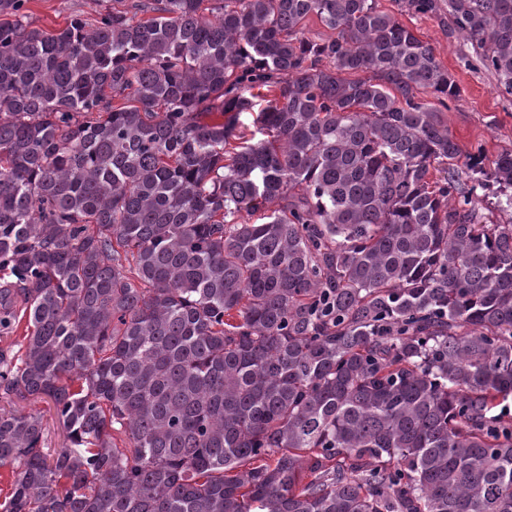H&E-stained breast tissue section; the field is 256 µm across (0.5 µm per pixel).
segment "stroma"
<instances>
[{"mask_svg":"<svg viewBox=\"0 0 512 512\" xmlns=\"http://www.w3.org/2000/svg\"><path fill=\"white\" fill-rule=\"evenodd\" d=\"M103 7L102 0H29L27 4L31 20L45 29L63 25L74 14L96 17ZM402 20L435 47L438 60L460 88L443 118L463 150L481 151L489 163L502 148H512V95L501 92L495 73L472 45L461 35L448 33L431 16L406 14Z\"/></svg>","mask_w":512,"mask_h":512,"instance_id":"1","label":"stroma"}]
</instances>
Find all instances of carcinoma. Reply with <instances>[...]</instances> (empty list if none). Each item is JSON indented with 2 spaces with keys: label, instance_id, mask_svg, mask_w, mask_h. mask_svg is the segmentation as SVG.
<instances>
[{
  "label": "carcinoma",
  "instance_id": "carcinoma-1",
  "mask_svg": "<svg viewBox=\"0 0 512 512\" xmlns=\"http://www.w3.org/2000/svg\"><path fill=\"white\" fill-rule=\"evenodd\" d=\"M27 2L0 0V512H512V221L453 201L465 174L512 209V148L463 154L434 47L380 0L54 31ZM398 2L512 94V0ZM16 408L42 416L44 424V446L48 449L60 448L64 442V432L59 424L53 404L48 400L23 401ZM45 448V450H47Z\"/></svg>",
  "mask_w": 512,
  "mask_h": 512
}]
</instances>
